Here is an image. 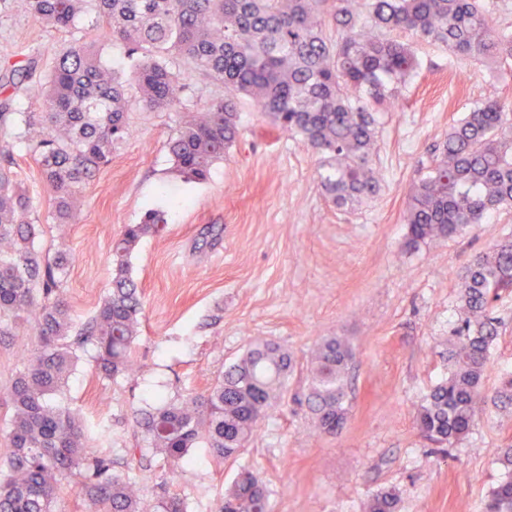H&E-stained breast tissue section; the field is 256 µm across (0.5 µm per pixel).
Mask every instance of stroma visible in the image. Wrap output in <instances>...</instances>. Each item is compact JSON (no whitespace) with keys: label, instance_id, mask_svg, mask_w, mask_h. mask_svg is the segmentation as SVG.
Returning a JSON list of instances; mask_svg holds the SVG:
<instances>
[{"label":"stroma","instance_id":"35a3bbf8","mask_svg":"<svg viewBox=\"0 0 512 512\" xmlns=\"http://www.w3.org/2000/svg\"><path fill=\"white\" fill-rule=\"evenodd\" d=\"M95 0H85L79 29L35 20L26 0H0V141H14L21 115L36 112L34 90L46 82L60 48L73 38L94 44L103 63L127 67L126 43L103 37ZM418 75L395 111L379 116L373 159L381 182L366 202L339 208L320 183L319 157L296 135L282 132L249 98L238 97L240 135L206 181L177 176L167 143L180 113L151 111L136 84L128 86L132 136L116 145L111 163L83 191L72 223L51 218V191L24 149L17 168L34 203L40 247L74 257L65 282L75 324L94 313L112 286V243L124 225L150 209L165 211L162 230L144 238L132 258L142 298L134 349V379L103 381L92 350L81 353L65 388L86 426L111 429V443L89 450L112 458L114 474L135 479L149 503L169 492L187 512H213L238 467L258 470L274 512H364L368 497L399 493L398 512H483L507 475L498 454L512 445V408L493 400L512 370V293L493 308L500 323L483 380L488 400L470 433L444 449L423 440L414 410L448 375V337L460 304V276L476 254L512 233V210L489 223L404 250L408 187L430 166L452 125L474 104L512 105V69L490 73L477 59H460L442 45L405 33ZM171 68L186 85L184 110L197 112L228 91L180 56ZM183 110V111H184ZM219 228L211 237L210 228ZM338 336L353 352L348 415L336 434L315 429L305 403L306 367L320 338ZM279 344L294 369L277 412L263 422L236 461L218 463L209 448L193 449L192 465L160 482L161 462L132 461L144 445L134 414L157 398L203 394L254 340ZM38 344L22 321L0 336V457L9 448L7 390L23 353Z\"/></svg>","mask_w":512,"mask_h":512}]
</instances>
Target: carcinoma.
Here are the masks:
<instances>
[{
	"label": "carcinoma",
	"instance_id": "cac0c4a2",
	"mask_svg": "<svg viewBox=\"0 0 512 512\" xmlns=\"http://www.w3.org/2000/svg\"><path fill=\"white\" fill-rule=\"evenodd\" d=\"M483 0H97L103 34L129 45L133 76L149 110H173L185 92L168 59L179 55L230 96L202 112L185 113L168 145L175 170L204 181L239 134L234 96L250 97L274 124L300 137L324 159L321 185L338 207L360 203L379 188L372 160L378 112L399 105L416 76L412 46L395 34L412 32L452 54L497 68L512 60V31L489 25ZM83 0H28L33 17L78 28ZM39 112L22 113L19 139L53 192V219L69 224L82 189L112 161V146L131 133L126 79L100 63L86 42L72 40L56 58ZM512 208V124L504 106L478 104L453 125L425 174L409 189L408 244L417 247L486 224ZM32 201L18 181L14 145L0 144V335L28 316L37 348L7 392L11 407L7 459L0 463V512H54L58 477L78 475L86 512H186L178 496L143 502L136 482L112 474V458L88 451V430L57 401L89 344L98 375L134 374L141 299L130 273L140 240L167 223L159 210L124 225L112 249V287L95 314L73 328L64 279L73 256L35 246ZM461 320L448 338L450 373L415 410L420 435L441 447L458 444L484 405L482 382L498 335L492 305L512 291V236L476 255L460 281ZM351 348L323 339L307 368L308 408L316 427L334 434L347 418ZM292 358L258 341L202 396L158 404L141 413L148 450L173 471L203 442L219 462L246 447L279 407ZM494 399L512 405V375ZM398 496L381 491L365 512H396ZM215 512H272L262 476L242 468ZM485 512H512V474L491 491Z\"/></svg>",
	"mask_w": 512,
	"mask_h": 512
}]
</instances>
